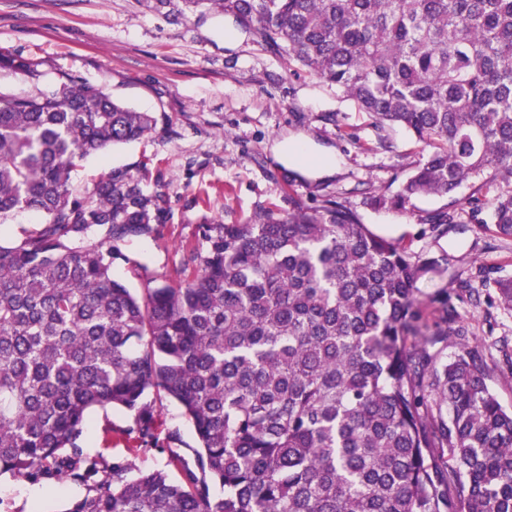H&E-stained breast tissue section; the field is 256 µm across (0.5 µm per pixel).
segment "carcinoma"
<instances>
[{
  "mask_svg": "<svg viewBox=\"0 0 512 512\" xmlns=\"http://www.w3.org/2000/svg\"><path fill=\"white\" fill-rule=\"evenodd\" d=\"M236 17L261 43L429 148L378 206L512 181V0H184ZM41 63L0 52L30 81ZM156 117L61 72L0 95V476L55 467L87 486L63 512H512V411L491 390L452 299L422 329L429 263L336 202L205 224L178 282L137 292L112 276L123 243L158 232L163 192L113 170L88 198L71 176ZM512 238V193L496 198ZM417 342L408 343V336ZM457 339L451 360L437 346ZM162 393L198 438L175 481L60 455L94 408L156 441ZM223 493L216 495L214 485ZM40 216L31 211L18 213L8 224H0V239L1 243H8L19 236L21 227L27 229L37 228V222Z\"/></svg>",
  "mask_w": 512,
  "mask_h": 512,
  "instance_id": "1",
  "label": "carcinoma"
}]
</instances>
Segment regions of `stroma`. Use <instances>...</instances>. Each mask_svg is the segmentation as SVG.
Segmentation results:
<instances>
[{
  "label": "stroma",
  "instance_id": "1",
  "mask_svg": "<svg viewBox=\"0 0 512 512\" xmlns=\"http://www.w3.org/2000/svg\"><path fill=\"white\" fill-rule=\"evenodd\" d=\"M0 50L39 60L45 72L34 83L2 69L1 94L49 89L62 71L156 117L152 133L89 157L73 175L81 197L117 169L145 174V189L168 197L164 224L123 245L128 260L113 266L115 278L137 290L149 278L177 280L191 251L205 249L202 225L241 224L272 208L336 200L376 234L433 259L419 282L423 324L438 321L442 290L471 282L457 304L459 323L482 347L498 401L512 409V370L502 354L512 347V310L494 287L512 278V238L499 235L492 220L496 195L512 191V182L487 187L471 179L450 198L372 205L371 195H393L413 173L425 156L421 143L405 129L376 125L305 69L289 73L283 58L255 43L233 16L193 10L183 0H0ZM439 213L448 223L430 229L428 217ZM139 264L146 267L141 276ZM155 416L157 445L143 448L125 435L132 423L125 410H92L69 454L180 478L167 439L178 434L185 455L197 445L195 432L167 398H157ZM32 486L57 489L41 512H63L86 492L52 469L34 479L5 474L0 512H31L25 491Z\"/></svg>",
  "mask_w": 512,
  "mask_h": 512
}]
</instances>
